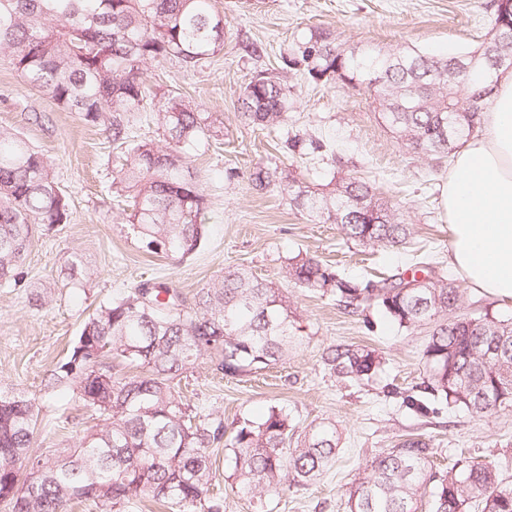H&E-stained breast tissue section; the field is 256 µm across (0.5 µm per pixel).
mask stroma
I'll list each match as a JSON object with an SVG mask.
<instances>
[{"label":"stroma","mask_w":512,"mask_h":512,"mask_svg":"<svg viewBox=\"0 0 512 512\" xmlns=\"http://www.w3.org/2000/svg\"><path fill=\"white\" fill-rule=\"evenodd\" d=\"M492 0H212L224 17L220 51L194 69L174 60L145 64L147 98L134 132L161 141L152 121L160 96L175 92L198 111L221 115L224 131L186 148L205 188L209 208L198 251L178 263L142 251L131 233L112 182L125 155L102 128L61 109L48 95L23 84L0 55V128L21 133L47 155L70 203V219L33 240L19 283L0 286V388L35 397L38 419L32 454L75 445L91 427L71 389H50L84 320L111 298L152 280L176 289L193 305L205 284L243 268L288 295L300 345L281 364L234 376L214 371L201 358L181 388L204 415L223 418L227 429L258 420L270 408L293 422L335 423L341 436L335 467L307 485L262 498L232 487L233 462L223 445L210 455L214 489L225 512H349L348 492L365 463L384 448L420 440L437 449L440 466L508 460L501 476L512 485V411L478 419L422 391L426 336L399 327L375 307L346 309L336 299L288 283L290 258L308 254L362 281L410 271L417 254L433 253L437 275L451 274L448 221L441 205L451 159L436 162L401 145L383 125L366 91L331 79L318 84L289 65L311 32L330 34L338 49L414 45L436 56L476 49L492 28ZM265 77L289 90L288 118L270 131L240 116L246 84ZM298 138L297 150L288 139ZM292 173L314 184L334 174L375 179L401 205L412 239L406 248L361 251L342 240L335 225L315 224L278 184L255 187L257 168ZM81 256L91 277L65 288L61 271ZM359 346L385 359L381 373L361 385L336 377L324 362L328 348Z\"/></svg>","instance_id":"obj_1"}]
</instances>
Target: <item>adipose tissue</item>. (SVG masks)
Instances as JSON below:
<instances>
[{
  "label": "adipose tissue",
  "instance_id": "ef3b65f1",
  "mask_svg": "<svg viewBox=\"0 0 512 512\" xmlns=\"http://www.w3.org/2000/svg\"><path fill=\"white\" fill-rule=\"evenodd\" d=\"M482 126L443 187L448 261L471 288L512 300V71L499 76Z\"/></svg>",
  "mask_w": 512,
  "mask_h": 512
}]
</instances>
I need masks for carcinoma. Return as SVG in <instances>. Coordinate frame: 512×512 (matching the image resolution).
Wrapping results in <instances>:
<instances>
[{
    "mask_svg": "<svg viewBox=\"0 0 512 512\" xmlns=\"http://www.w3.org/2000/svg\"><path fill=\"white\" fill-rule=\"evenodd\" d=\"M209 0H0V54L30 87L63 109L102 125L126 148L116 192L144 252L174 260L194 254L204 234L208 199L181 148L216 132V118L171 94L155 104L163 143L135 140L143 111L142 66L171 59L194 68L214 55L223 18ZM497 32L474 55L436 58L416 46L345 53L314 34L298 46L295 64L315 83L340 79L365 88L395 137L440 160L473 134L500 72L512 70V0H493ZM288 89L253 78L240 100L244 120L263 127L287 118ZM283 190L315 224H335L343 237L369 249L408 244L400 208L371 181L347 175L317 186L292 174ZM69 202L52 163L17 133L0 129V283L18 281L35 235L65 224ZM411 277L353 281L308 256L289 259L286 277L348 309L378 307L399 327H426L424 389L486 417L512 408V317L464 311L463 294L445 279ZM88 276L78 255L67 263L65 285ZM288 295L244 270H227L197 293L195 305L161 283L145 282L102 302L84 322L49 384L76 391L98 423L73 448L30 454L36 399L0 390V502L10 512H68L91 501L100 512H124L142 498L164 512H224L213 493L208 452L224 443L234 462L232 483L260 497L302 486L330 471L340 435L330 422L298 429L275 407L259 421L226 435L224 419L196 420L179 382L198 359L235 375L276 365L300 345ZM135 369L116 372L114 364ZM331 369L359 384L370 381L382 356L359 347L331 350ZM434 449L407 440L375 454L351 488L349 512H417L431 497L432 512H512V486L501 465H469L433 473Z\"/></svg>",
    "mask_w": 512,
    "mask_h": 512,
    "instance_id": "carcinoma-1",
    "label": "carcinoma"
}]
</instances>
